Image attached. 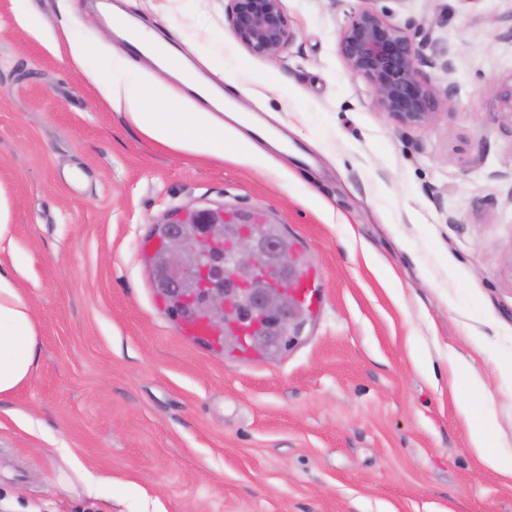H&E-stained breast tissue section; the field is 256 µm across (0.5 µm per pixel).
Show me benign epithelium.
Wrapping results in <instances>:
<instances>
[{
    "instance_id": "1",
    "label": "benign epithelium",
    "mask_w": 512,
    "mask_h": 512,
    "mask_svg": "<svg viewBox=\"0 0 512 512\" xmlns=\"http://www.w3.org/2000/svg\"><path fill=\"white\" fill-rule=\"evenodd\" d=\"M225 17L235 39L251 54L280 56L293 39L282 0H227ZM338 50L350 72L373 89L379 110L404 127H423L437 116L435 87L417 68L419 49L407 29L373 9L351 14ZM503 117L512 121V82L498 88ZM224 211L173 213L159 225L153 256L156 284L175 315L202 318L223 330L230 320L255 345L280 344L275 327L293 323L303 300L291 285L301 275L297 255L244 226L224 231Z\"/></svg>"
}]
</instances>
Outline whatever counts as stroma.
Masks as SVG:
<instances>
[{
	"label": "stroma",
	"instance_id": "35a3bbf8",
	"mask_svg": "<svg viewBox=\"0 0 512 512\" xmlns=\"http://www.w3.org/2000/svg\"><path fill=\"white\" fill-rule=\"evenodd\" d=\"M199 74L223 63L235 102L287 137L263 157L157 144L104 101L125 53L98 0H0V197L41 346L0 399V512H512L456 412L488 415L512 456V0H283L295 37L251 55L227 0H111ZM105 52L85 68L50 38L68 6ZM370 6L417 34L441 93L397 124L338 42ZM224 210L278 225L318 274L322 306L256 359L184 336L157 288L156 227ZM112 476L100 497L54 494V446Z\"/></svg>",
	"mask_w": 512,
	"mask_h": 512
}]
</instances>
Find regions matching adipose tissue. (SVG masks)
Instances as JSON below:
<instances>
[{"instance_id": "adipose-tissue-1", "label": "adipose tissue", "mask_w": 512, "mask_h": 512, "mask_svg": "<svg viewBox=\"0 0 512 512\" xmlns=\"http://www.w3.org/2000/svg\"><path fill=\"white\" fill-rule=\"evenodd\" d=\"M131 36L148 46L147 57L151 61H158L159 50L169 51L173 66L167 67V76L162 79L140 72L126 56L113 54L112 61L124 80L117 83L97 72H89L88 77L100 96L123 111L145 136L159 144L192 155L223 157L224 121L196 102L195 97L201 92L197 71L187 66L183 54L173 51L168 41L144 25H134ZM39 345L31 301L18 288L14 275L0 263V397L13 394L30 380ZM458 413L469 427L471 444L480 461L511 478L512 461L489 451L471 404L459 405ZM57 454L62 465L55 473V486L69 489L79 482L89 490L111 487V474L88 471L72 449L61 448Z\"/></svg>"}]
</instances>
